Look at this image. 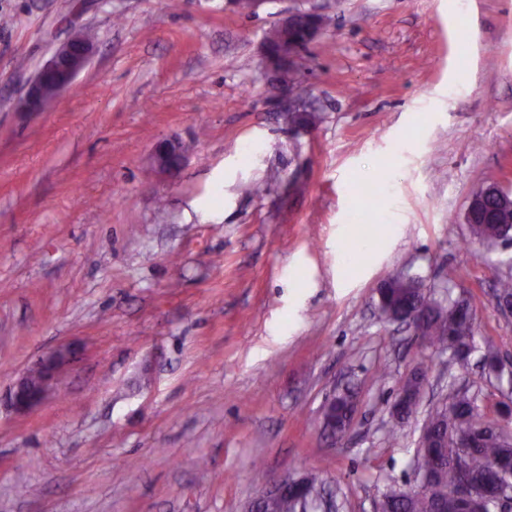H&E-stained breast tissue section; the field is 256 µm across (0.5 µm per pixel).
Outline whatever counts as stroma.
Wrapping results in <instances>:
<instances>
[{"instance_id":"1","label":"stroma","mask_w":512,"mask_h":512,"mask_svg":"<svg viewBox=\"0 0 512 512\" xmlns=\"http://www.w3.org/2000/svg\"><path fill=\"white\" fill-rule=\"evenodd\" d=\"M325 29L288 126L261 53L292 11ZM0 394L76 349L31 413L0 407V512H244L274 476L316 472L339 512L412 482L449 380L481 415L512 402V248L469 242L471 195L512 190V0H0ZM96 53L55 105L16 100L67 40ZM187 158L155 171L156 142ZM260 184L261 194L243 187ZM408 273L476 315L467 360L380 315ZM494 351L505 368L486 376ZM420 407H391L415 368ZM351 389L343 440L321 411Z\"/></svg>"}]
</instances>
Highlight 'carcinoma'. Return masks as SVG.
Masks as SVG:
<instances>
[{"label": "carcinoma", "instance_id": "carcinoma-1", "mask_svg": "<svg viewBox=\"0 0 512 512\" xmlns=\"http://www.w3.org/2000/svg\"><path fill=\"white\" fill-rule=\"evenodd\" d=\"M466 221L471 241L488 249L502 245L504 226L512 225V193L492 183L481 187L479 207L467 213ZM387 284L389 288L379 299L385 320L402 315L414 302L427 311L417 331L422 342L441 353L448 352L459 359L467 357L475 317L466 298L452 296L449 286L445 296L438 297L435 290L422 288V281L416 276L392 277ZM476 408L474 395L448 384V404L427 416L426 422L433 430L421 437L417 456V466L438 471V478L423 493L413 490L384 494L383 512H456L454 500L445 498L446 488L462 484L479 495L504 488L506 476L512 473V443L497 436V421L484 418L480 423L471 422L469 417ZM351 411V392L336 393V401L325 416L326 426L336 433L343 432ZM324 491L323 480L310 472L297 489L265 502L262 512H320L322 503L335 504L333 498L324 496Z\"/></svg>", "mask_w": 512, "mask_h": 512}]
</instances>
